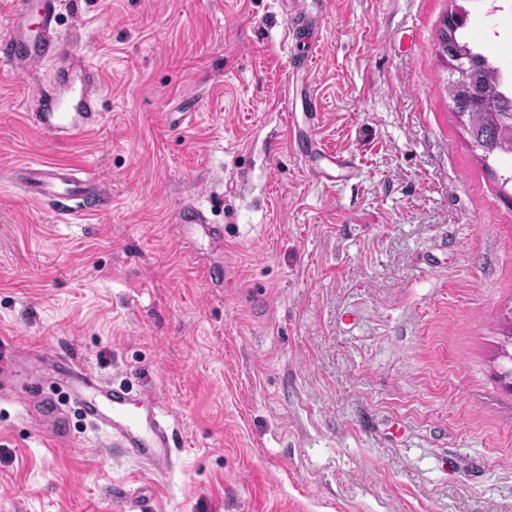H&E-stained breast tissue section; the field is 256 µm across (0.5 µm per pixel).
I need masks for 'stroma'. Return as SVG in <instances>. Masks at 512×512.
Segmentation results:
<instances>
[{"mask_svg": "<svg viewBox=\"0 0 512 512\" xmlns=\"http://www.w3.org/2000/svg\"><path fill=\"white\" fill-rule=\"evenodd\" d=\"M456 5L483 40V0H307L294 39L289 0H62L103 119L57 143L27 115L58 60L0 69V512H512V203L450 110ZM311 85L332 182L288 143ZM31 160L109 197L58 216L10 178ZM187 202L223 244L179 239ZM46 351L152 392L173 468L44 424ZM462 21H464L463 17L458 16L456 13H451L444 21V26L441 29L439 35L440 51L442 54L448 51V55H446L448 68L453 70L457 68V63L459 62L460 59L455 54V51L452 48L448 47V30H452Z\"/></svg>", "mask_w": 512, "mask_h": 512, "instance_id": "1", "label": "stroma"}]
</instances>
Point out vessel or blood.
I'll return each mask as SVG.
<instances>
[{
  "mask_svg": "<svg viewBox=\"0 0 512 512\" xmlns=\"http://www.w3.org/2000/svg\"><path fill=\"white\" fill-rule=\"evenodd\" d=\"M60 5L61 0H16L10 34L0 40L1 69L30 72L58 55ZM32 14L38 18V26L34 29L27 24ZM79 82V98L73 104L62 96L49 93L45 86H37L36 95L43 99L44 107L32 113V125L60 142L93 132L102 119L97 69L89 63H81ZM302 147L305 152L326 161V168L318 172L321 178H328L329 168L344 162L340 153L326 147L321 140H303ZM14 174L25 185L31 201L60 216L79 213L87 196L105 194L103 185L88 169L59 161L23 162L15 166ZM194 224L206 225L213 238L224 236L223 225L206 224L199 209L189 205L183 207L176 226L178 235H185L187 228ZM49 359L62 367L69 398L77 405L83 419L108 430L119 447L154 470L164 473L172 467L173 432L152 393L134 394L128 388L113 386L71 356L64 358L53 353Z\"/></svg>",
  "mask_w": 512,
  "mask_h": 512,
  "instance_id": "obj_1",
  "label": "vessel or blood"
}]
</instances>
